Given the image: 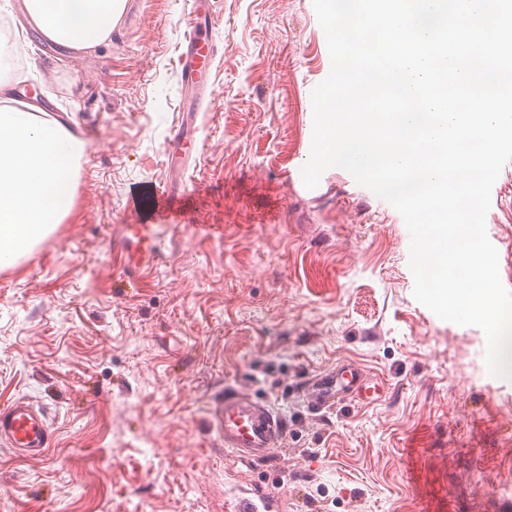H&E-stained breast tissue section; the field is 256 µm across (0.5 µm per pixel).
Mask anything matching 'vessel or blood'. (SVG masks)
<instances>
[{"instance_id":"1","label":"vessel or blood","mask_w":512,"mask_h":512,"mask_svg":"<svg viewBox=\"0 0 512 512\" xmlns=\"http://www.w3.org/2000/svg\"><path fill=\"white\" fill-rule=\"evenodd\" d=\"M187 25V35L179 50L181 78L203 88L207 85L205 71L215 55L213 31L200 26L194 10L187 15ZM171 143L176 159L192 156L199 150L198 142L186 139L178 124L172 128ZM117 243L127 272L134 276L151 268L160 256L158 231L152 224L122 225ZM383 392L381 382L367 378L353 364L340 363L314 381L308 404L316 411L333 409L346 399L367 406L379 401ZM207 420L225 449L243 463L269 459L282 444V418L243 391H230L217 399L208 409ZM50 438L51 426L42 408L22 400L0 407V442L14 448L18 455L45 453Z\"/></svg>"}]
</instances>
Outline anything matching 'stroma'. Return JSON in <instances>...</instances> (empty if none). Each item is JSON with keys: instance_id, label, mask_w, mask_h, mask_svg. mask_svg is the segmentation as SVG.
Here are the masks:
<instances>
[{"instance_id": "stroma-1", "label": "stroma", "mask_w": 512, "mask_h": 512, "mask_svg": "<svg viewBox=\"0 0 512 512\" xmlns=\"http://www.w3.org/2000/svg\"><path fill=\"white\" fill-rule=\"evenodd\" d=\"M11 2L25 72L0 64V81L92 147L63 223L0 269V406H42L53 432L45 455L0 444V512H233L265 493L271 512H512V377L489 373L484 332L414 298L395 207L338 167L299 179L331 70L313 0H205L216 93L181 170L166 153L190 107L188 0H129L105 45L69 56ZM146 185L178 221L132 283L112 238L158 224ZM485 222L512 256V161ZM345 359L385 396L313 411V378ZM234 389L282 417L272 460L240 462L211 431Z\"/></svg>"}]
</instances>
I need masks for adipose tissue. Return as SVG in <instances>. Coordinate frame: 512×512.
<instances>
[{"label": "adipose tissue", "mask_w": 512, "mask_h": 512, "mask_svg": "<svg viewBox=\"0 0 512 512\" xmlns=\"http://www.w3.org/2000/svg\"><path fill=\"white\" fill-rule=\"evenodd\" d=\"M128 0H22L31 25L74 52L112 34ZM86 142L33 103L0 107V267L44 241L70 209Z\"/></svg>", "instance_id": "1"}]
</instances>
